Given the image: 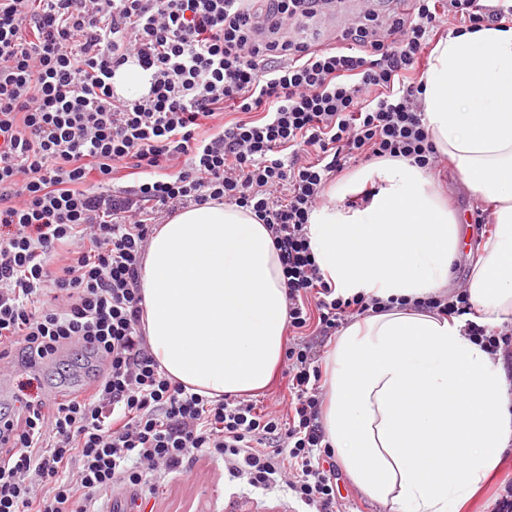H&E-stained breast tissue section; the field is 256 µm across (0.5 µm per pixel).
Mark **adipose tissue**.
Returning <instances> with one entry per match:
<instances>
[{"label":"adipose tissue","mask_w":512,"mask_h":512,"mask_svg":"<svg viewBox=\"0 0 512 512\" xmlns=\"http://www.w3.org/2000/svg\"><path fill=\"white\" fill-rule=\"evenodd\" d=\"M419 103L429 139L497 230L466 283L477 323H512V27L451 35L431 52ZM363 205L344 206L360 187ZM308 236L325 279L385 311L352 320L323 361L320 424L347 478L383 512H456L512 450V374L418 300L447 295L459 216L435 177L402 159L327 192ZM139 288L149 350L171 380L220 399L265 388L288 322L280 253L251 211L215 201L157 225Z\"/></svg>","instance_id":"1"}]
</instances>
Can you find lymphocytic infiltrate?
Masks as SVG:
<instances>
[{
    "label": "lymphocytic infiltrate",
    "mask_w": 512,
    "mask_h": 512,
    "mask_svg": "<svg viewBox=\"0 0 512 512\" xmlns=\"http://www.w3.org/2000/svg\"><path fill=\"white\" fill-rule=\"evenodd\" d=\"M410 2L316 49L284 32L317 0H0V361L32 369L77 346L99 365L52 406L19 384L16 414L0 416V512H99L118 487L146 501L198 451L254 489L335 512L312 346L286 350V414L206 398L149 352L138 282L155 226L217 201L267 224L290 333L328 336L379 311L323 278L309 216L350 160L437 167L418 104L425 55L445 19L461 33L512 18V0ZM129 64L147 77L135 97L114 87ZM123 170L134 184L119 189ZM423 306L467 316L470 339L512 356L511 335L470 320L466 293Z\"/></svg>",
    "instance_id": "obj_1"
}]
</instances>
